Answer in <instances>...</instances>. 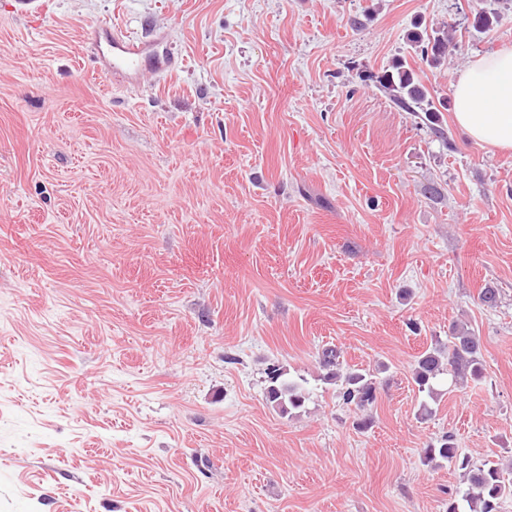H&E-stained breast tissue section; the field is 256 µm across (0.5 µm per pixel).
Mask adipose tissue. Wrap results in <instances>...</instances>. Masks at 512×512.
I'll use <instances>...</instances> for the list:
<instances>
[{"mask_svg": "<svg viewBox=\"0 0 512 512\" xmlns=\"http://www.w3.org/2000/svg\"><path fill=\"white\" fill-rule=\"evenodd\" d=\"M453 99L454 120L474 142L512 152V44L470 61Z\"/></svg>", "mask_w": 512, "mask_h": 512, "instance_id": "ef3b65f1", "label": "adipose tissue"}]
</instances>
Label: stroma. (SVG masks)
<instances>
[{"label": "stroma", "instance_id": "1", "mask_svg": "<svg viewBox=\"0 0 512 512\" xmlns=\"http://www.w3.org/2000/svg\"><path fill=\"white\" fill-rule=\"evenodd\" d=\"M421 18L453 42L434 94L512 42V0H0V512H446V433L512 481V153L367 78ZM99 26L173 65L115 81ZM457 323L483 377L427 398ZM448 336L447 353L441 348L426 350L416 357L413 382L419 392L432 396L434 383L440 375H451L455 380L467 376L474 382L483 376L484 364L480 336L464 326L453 325ZM320 365L327 373L323 376L326 381L341 382L339 397L346 405L354 406L355 410L366 411L377 399V385L371 375L350 369L345 373L337 370L339 353L335 348H325L320 357ZM265 374L267 378L265 399L268 403L283 413H289L291 409H299L304 405L306 397L302 384L288 379L287 369L282 365L269 364Z\"/></svg>", "mask_w": 512, "mask_h": 512}]
</instances>
